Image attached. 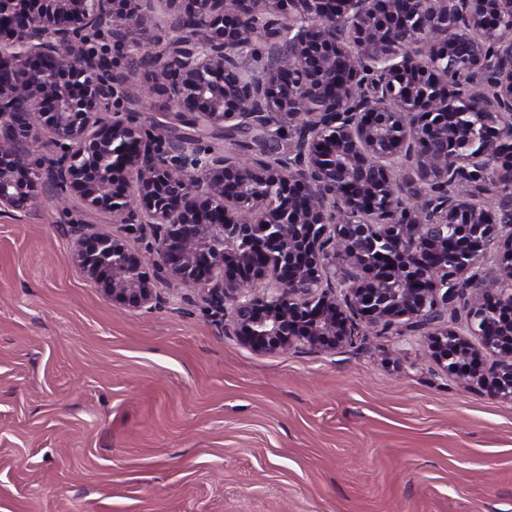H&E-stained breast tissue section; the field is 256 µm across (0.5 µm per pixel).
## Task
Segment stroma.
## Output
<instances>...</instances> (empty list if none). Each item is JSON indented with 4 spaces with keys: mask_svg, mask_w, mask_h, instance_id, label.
<instances>
[{
    "mask_svg": "<svg viewBox=\"0 0 512 512\" xmlns=\"http://www.w3.org/2000/svg\"><path fill=\"white\" fill-rule=\"evenodd\" d=\"M77 224L149 243L77 199L0 210V512H512V401L424 336L260 353L189 288L112 300L71 259Z\"/></svg>",
    "mask_w": 512,
    "mask_h": 512,
    "instance_id": "35a3bbf8",
    "label": "stroma"
}]
</instances>
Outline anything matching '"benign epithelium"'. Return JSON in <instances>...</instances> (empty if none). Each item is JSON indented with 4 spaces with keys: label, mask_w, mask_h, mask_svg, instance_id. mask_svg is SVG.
I'll use <instances>...</instances> for the list:
<instances>
[{
    "label": "benign epithelium",
    "mask_w": 512,
    "mask_h": 512,
    "mask_svg": "<svg viewBox=\"0 0 512 512\" xmlns=\"http://www.w3.org/2000/svg\"><path fill=\"white\" fill-rule=\"evenodd\" d=\"M147 3L0 0V207L76 198L149 227L143 254L73 230V262L131 308L176 281L257 352L410 328L463 384L512 398V191L490 207L451 190L512 178V0H168L169 47L140 78L189 127L261 132L246 162L164 149L111 109L128 74L87 44L139 46Z\"/></svg>",
    "instance_id": "7a95c632"
}]
</instances>
